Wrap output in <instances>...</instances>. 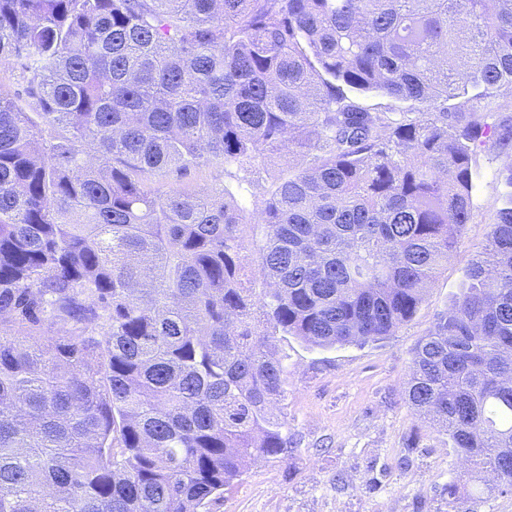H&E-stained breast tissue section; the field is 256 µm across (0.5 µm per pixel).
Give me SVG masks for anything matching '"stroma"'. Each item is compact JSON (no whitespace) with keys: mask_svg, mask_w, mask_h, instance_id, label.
Segmentation results:
<instances>
[{"mask_svg":"<svg viewBox=\"0 0 512 512\" xmlns=\"http://www.w3.org/2000/svg\"><path fill=\"white\" fill-rule=\"evenodd\" d=\"M499 162L488 149L474 157L473 217L416 316L392 336L330 349L293 336L277 345L287 357L284 414L292 447L260 459L212 512H447L440 497L464 483L470 512H512V492H478L448 437L405 398L411 351L460 293L464 269L484 244L502 202ZM344 484H337V475Z\"/></svg>","mask_w":512,"mask_h":512,"instance_id":"obj_1","label":"stroma"}]
</instances>
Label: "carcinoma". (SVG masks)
Segmentation results:
<instances>
[{
  "mask_svg": "<svg viewBox=\"0 0 512 512\" xmlns=\"http://www.w3.org/2000/svg\"><path fill=\"white\" fill-rule=\"evenodd\" d=\"M0 512H210L288 449L294 336L411 321L512 187V0H0ZM373 91L408 104L361 106ZM295 157L262 211L239 190ZM473 481L512 492V192L405 390ZM0 85L12 95L19 94L23 98L24 103H27L31 108L35 107V100L28 98L25 93L28 84L22 60H11L0 67ZM223 169L218 165L203 166L192 173L189 184L193 187H206L223 181Z\"/></svg>",
  "mask_w": 512,
  "mask_h": 512,
  "instance_id": "carcinoma-1",
  "label": "carcinoma"
}]
</instances>
